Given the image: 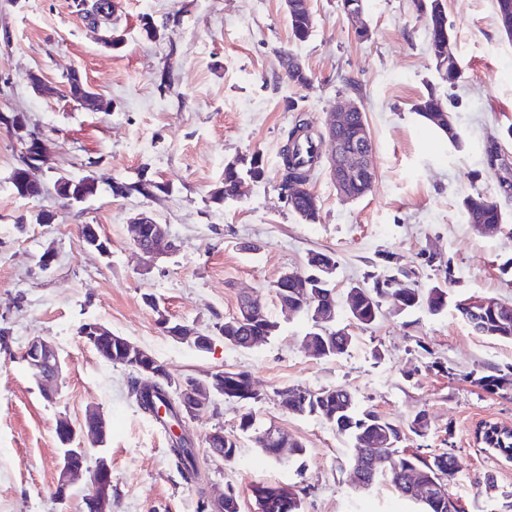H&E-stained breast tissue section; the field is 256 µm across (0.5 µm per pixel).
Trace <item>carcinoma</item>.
<instances>
[{
  "label": "carcinoma",
  "mask_w": 512,
  "mask_h": 512,
  "mask_svg": "<svg viewBox=\"0 0 512 512\" xmlns=\"http://www.w3.org/2000/svg\"><path fill=\"white\" fill-rule=\"evenodd\" d=\"M417 7L426 16L428 30V50L432 59H437L442 53V47L451 38L450 26L443 15L440 0H417ZM312 15L308 0H296V7L288 13L291 27V36L294 42L303 43L309 39L312 27L309 25L308 17ZM281 69L286 77L297 84L306 85L310 78L306 71L294 63L295 55L290 51H281L278 54ZM64 81L69 87L70 95L78 98H85L93 91L86 79L79 72L64 76ZM440 104V100L434 93L422 97L415 105V111L422 121L441 131L448 141L454 145L461 144L458 130L449 129L448 126L437 122L430 109ZM288 150L282 153V165L284 178L280 184L281 194H288V190L296 181H309L314 169L319 162L322 153L323 142L314 138L311 134L300 135L297 127L289 129L287 134ZM263 175L262 158L255 154L251 159H233L224 164V191L223 194L215 196V200L224 203L228 200H236L239 195L236 192L237 183L244 178L258 180ZM112 193L116 195H130L138 193L149 196L154 191L164 190V186L150 179L139 178L135 181H113ZM460 207L465 215L467 223L477 228L482 224L503 225L507 218L501 206L490 197L480 191L465 195L460 202ZM297 216L307 224H314L319 217V208L310 207L304 201L295 202L291 208ZM409 279V275L402 272L400 275L387 276L384 279H375L373 285L359 289V295L347 292L346 302L349 304H360L359 318L356 323L371 325L381 316L380 299L389 297L395 291L394 284L399 278ZM276 298L279 303H286L296 307L300 314L312 316L311 303L300 296L295 286L275 289ZM425 306L432 314L441 313L448 306V292L443 288H423L416 283H410L403 297V311H411L415 308ZM455 310L462 320L480 336H488L493 339L512 341V303L500 302L499 307L492 310H484L480 315H475L472 306L461 299L455 302ZM257 320L250 327L251 336H269L278 334L280 325L274 321L262 304L255 306ZM340 328L333 327L325 338L329 351L323 353V357L331 358L344 353L350 346L352 337L339 335ZM479 382L491 392L512 390V376L487 375L479 379ZM253 388L251 377L244 371H227L224 375V394L232 392L250 391ZM289 391L295 394V401L307 402L308 412H317L321 417L335 429L336 433L350 440L353 447L359 448L366 445L370 450L382 453L383 461L386 464L384 475L387 476L395 490L405 498H412L408 494L404 482L403 473L406 466L415 464L427 472H434L441 468L456 470V457L452 449L441 453L423 455L417 451L410 452L399 447L389 448L385 443V437L380 430L387 429L390 432L404 437L403 429L391 421L381 417L371 409H362L356 403L352 394L341 387H329L311 389L303 386H292ZM130 394L134 397L139 408L159 421L164 427L176 423L178 415L171 407L166 409V415L161 417L155 411V402L150 399L147 391L133 381L130 385ZM239 430L252 438L255 447L259 448L267 457L276 462H281L279 445L267 442L261 438L262 427L256 423L253 413L249 412L240 419ZM171 454L177 466L186 479L191 480L196 476V467L192 443L185 440L179 443V448L171 449ZM257 490H264L266 494L254 500L257 512H303V490L292 489L288 491V497L279 493V487L268 485H257ZM439 499H417L422 506V512H462L458 504L452 506L448 502Z\"/></svg>",
  "instance_id": "1"
}]
</instances>
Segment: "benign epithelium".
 <instances>
[{"mask_svg": "<svg viewBox=\"0 0 512 512\" xmlns=\"http://www.w3.org/2000/svg\"><path fill=\"white\" fill-rule=\"evenodd\" d=\"M361 111L360 106L349 100L331 114L325 133V159L341 197L351 200L350 182L374 172L372 166V141L369 131H364L350 142L336 138L337 131L350 119L351 114ZM0 128L13 136L19 165L14 169L16 181L28 185L29 190H44V185L33 177V171L50 164V147L48 140L41 134L28 129L22 120H12L7 114L0 115ZM133 245L141 255L140 272L150 273L158 262L180 250L178 240L172 236L167 225L157 223L147 214L138 215L132 224ZM80 233L86 245L102 254L107 253L98 228L93 224H83ZM158 321L168 328L169 335L177 340H190L194 347L207 351L213 344V337L199 331L186 323L171 324L170 319L159 314ZM80 334L89 343L99 349L98 355L109 363L129 365L145 377V386L152 390L164 385L167 392L181 403L180 420H192L206 412L211 405V398L194 394V390L203 388L213 395L224 396V372L209 373L203 378H175L164 367H158L155 359L142 348L127 339L112 334V330L97 322L84 324ZM23 356L35 379L43 388L44 394L51 398L61 373V361L57 348L44 339L31 340L23 351ZM59 437L64 447L63 461L57 493L62 495L67 488V481L73 475L86 472L91 485V493L86 498L87 512H105V506L112 492V469L107 460L102 458L93 469L84 466L85 458L78 449L70 447V442L80 433L97 445H102L107 437V424L97 411L89 412L80 429H75L65 419L58 422ZM359 463L353 467V476L358 486L369 480V475L376 472V465L381 456L362 448L358 453ZM451 475L435 473L422 482L415 472H406V486L409 493L420 496L446 497L448 481Z\"/></svg>", "mask_w": 512, "mask_h": 512, "instance_id": "7a95c632", "label": "benign epithelium"}]
</instances>
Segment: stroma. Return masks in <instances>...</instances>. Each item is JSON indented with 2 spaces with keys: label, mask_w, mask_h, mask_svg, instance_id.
Listing matches in <instances>:
<instances>
[{
  "label": "stroma",
  "mask_w": 512,
  "mask_h": 512,
  "mask_svg": "<svg viewBox=\"0 0 512 512\" xmlns=\"http://www.w3.org/2000/svg\"><path fill=\"white\" fill-rule=\"evenodd\" d=\"M310 5L312 35L297 43L283 0H118L111 22L96 26L81 0H0V34L11 37L0 42V111L25 113L30 130L47 137L51 165L38 171L39 180L90 174L99 187L82 205L51 192L19 197L9 182L15 142L0 130V512H85V477L56 493L63 456L56 423L80 425L92 408L104 414L109 435L104 446L86 445V463L110 462L111 512H217L228 486L241 512H253L251 488L259 483L304 488L303 512H419L388 480L364 491L354 486L351 443L321 418L282 407L280 391L297 385L345 388L362 407L401 426L425 412L424 436L407 434L403 447L453 449L450 497L464 512H501L512 459L484 447L476 432L488 423L512 428V393L487 392L478 380L512 367V341L473 334L453 303L471 295L512 302V196L485 161L491 139L512 124V40L497 23L494 0H442L460 71L451 86L436 72L426 18L412 0H364L365 39L356 37L340 0ZM144 16L162 26L161 37L146 36ZM113 27L125 34L117 49L105 43ZM283 48L300 59L310 86L285 79L277 56ZM72 69L111 102L110 111L73 102L63 81ZM31 72L53 95L33 92ZM431 91L451 112L462 146L415 113ZM351 97L366 114L377 179L365 197L345 202L316 168L309 187L319 218L305 223L280 192L286 132L301 119L323 132L328 114ZM255 154L263 178L238 200L216 203L225 161ZM140 174L164 191L112 194V179ZM475 191L494 197L508 217L495 234L477 232L461 212V198ZM43 210L56 222L36 223ZM140 213L167 225L180 243L147 275L132 246L130 221ZM83 224L98 226L108 254L85 244ZM47 251L54 259L45 269L40 258ZM313 251L336 260L337 321L352 336L349 349L333 358L308 352L307 318L285 313L272 288L283 272L303 270ZM400 270L422 287L446 288L449 307L405 314L386 299L374 324L349 323V288ZM246 293L259 296L280 324L277 336L253 348L218 337L200 351L158 324L164 314L213 331ZM88 322L149 351L177 378L250 374L258 401L218 396L189 422L195 481L183 478L169 456L168 434L131 398L129 370L102 360L80 336ZM36 337L52 342L62 361L51 399L22 359ZM248 412L305 445L303 466L276 464L247 440L233 461L211 456L206 435L218 427L237 433ZM490 475L499 493L487 492Z\"/></svg>",
  "instance_id": "stroma-1"
}]
</instances>
